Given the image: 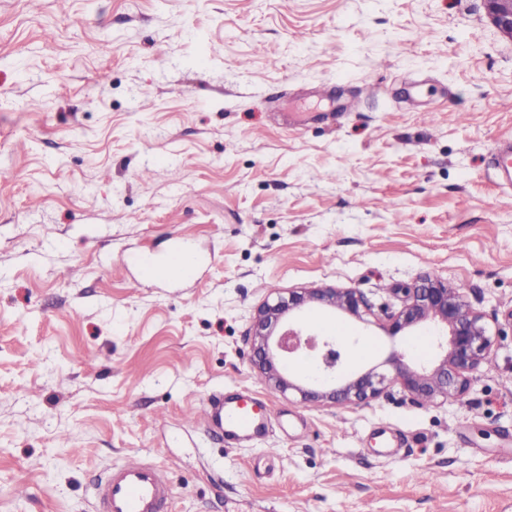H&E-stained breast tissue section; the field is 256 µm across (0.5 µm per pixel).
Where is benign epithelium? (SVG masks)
Instances as JSON below:
<instances>
[{"label":"benign epithelium","mask_w":512,"mask_h":512,"mask_svg":"<svg viewBox=\"0 0 512 512\" xmlns=\"http://www.w3.org/2000/svg\"><path fill=\"white\" fill-rule=\"evenodd\" d=\"M484 2L492 25L512 37V0ZM395 292L402 295L403 304L387 314V329L392 336L418 327L436 331L443 354L431 365L411 364L405 353L394 352L389 358L390 373L370 369L341 376L346 345L303 324L299 314L314 304L362 320L371 306L355 288H317L291 292L258 307L252 333L253 366L276 389L295 390L305 400L362 404L392 384L421 403L464 394L492 347L484 316L469 306L458 288L429 275ZM303 360L312 366L305 376L294 372Z\"/></svg>","instance_id":"benign-epithelium-1"}]
</instances>
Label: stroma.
<instances>
[{"label":"stroma","instance_id":"35a3bbf8","mask_svg":"<svg viewBox=\"0 0 512 512\" xmlns=\"http://www.w3.org/2000/svg\"><path fill=\"white\" fill-rule=\"evenodd\" d=\"M500 141L484 0H0V512H91L134 456L170 512H512ZM180 235L197 280L135 285L129 255ZM427 274L494 338L463 396L305 402L253 368L258 306L299 288L370 302L309 318L355 366L430 359L381 313ZM218 390L268 405L263 440L204 437Z\"/></svg>","mask_w":512,"mask_h":512}]
</instances>
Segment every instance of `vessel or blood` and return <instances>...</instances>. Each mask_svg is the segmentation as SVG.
<instances>
[{"instance_id": "vessel-or-blood-1", "label": "vessel or blood", "mask_w": 512, "mask_h": 512, "mask_svg": "<svg viewBox=\"0 0 512 512\" xmlns=\"http://www.w3.org/2000/svg\"><path fill=\"white\" fill-rule=\"evenodd\" d=\"M495 169L505 184H512V143L497 145ZM202 264V257L190 238H181L173 248L172 264L155 260H136L141 279L157 278L162 272L189 280ZM205 430L223 432L227 441H252L265 435L268 416L263 405L239 396L227 398L214 393L201 409ZM170 494V486L160 469L134 459L108 468L94 486L93 512H160Z\"/></svg>"}]
</instances>
